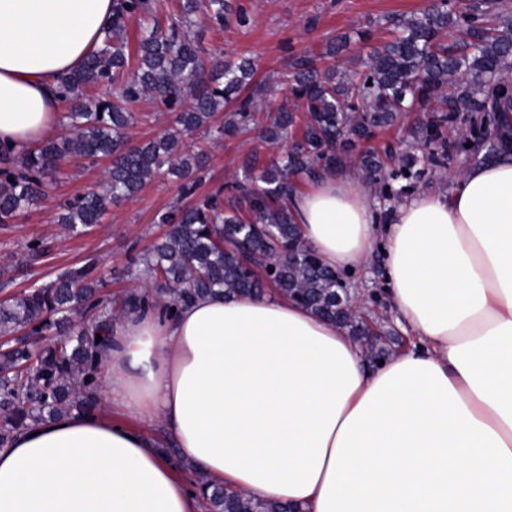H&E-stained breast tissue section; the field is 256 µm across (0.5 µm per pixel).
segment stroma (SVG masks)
<instances>
[{
  "label": "stroma",
  "mask_w": 512,
  "mask_h": 512,
  "mask_svg": "<svg viewBox=\"0 0 512 512\" xmlns=\"http://www.w3.org/2000/svg\"><path fill=\"white\" fill-rule=\"evenodd\" d=\"M244 8L249 18L239 24L235 15H228L223 27H215L205 15H198L192 35L206 49L235 57L253 58L257 80L269 85L263 96L264 107L285 95L278 82L285 64L293 56L310 52L321 54L327 42L341 33L370 31L374 42L387 41L390 30L388 17L409 15L425 10L431 0H231ZM137 113L138 124L132 130L135 142L149 140L163 130L174 127L176 115L158 101L142 98L129 104ZM197 146L210 157L205 178L194 198L223 193L234 194L233 182H247L242 167L245 156L253 155L258 165L271 157L268 146L253 136L243 135L232 140L213 141L196 136ZM108 160L81 167L66 162L56 172L48 197L12 224H0V267L8 266L9 275L0 277V302L26 291L35 281L46 280L67 267L81 264L87 257L101 260L106 290L120 296L133 284L127 275L132 255L144 253L162 240L165 225L159 224L162 213L179 204V182L162 173L153 178L134 196L110 206L101 224L81 233L67 232L57 222V206L101 184ZM41 242L46 251L35 264L27 262V246ZM355 288L363 310L376 313L383 330L392 337L394 347H401L405 336L396 320L385 293L386 282L379 257H372L363 268L347 275Z\"/></svg>",
  "instance_id": "1"
}]
</instances>
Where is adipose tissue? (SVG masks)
Segmentation results:
<instances>
[{
	"instance_id": "ef3b65f1",
	"label": "adipose tissue",
	"mask_w": 512,
	"mask_h": 512,
	"mask_svg": "<svg viewBox=\"0 0 512 512\" xmlns=\"http://www.w3.org/2000/svg\"><path fill=\"white\" fill-rule=\"evenodd\" d=\"M113 0H0V143L53 136L59 79ZM288 208L336 270L381 252L408 344L370 368L335 322L287 296L207 295L128 311L101 355V413L48 418L0 448V512H200L203 486L298 512H512V145L380 218L325 171ZM194 475L200 489H191Z\"/></svg>"
}]
</instances>
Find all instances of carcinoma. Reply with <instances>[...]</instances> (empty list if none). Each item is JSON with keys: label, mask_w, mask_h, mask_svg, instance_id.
I'll use <instances>...</instances> for the list:
<instances>
[{"label": "carcinoma", "mask_w": 512, "mask_h": 512, "mask_svg": "<svg viewBox=\"0 0 512 512\" xmlns=\"http://www.w3.org/2000/svg\"><path fill=\"white\" fill-rule=\"evenodd\" d=\"M494 2L467 0L455 10L435 0L426 11L393 21L397 34L380 45L360 31L368 52L352 73L320 66L313 54L294 57L288 94L302 102L303 116L285 99L261 128L259 96L267 88L248 89L252 60L215 59L191 37L201 0H181L172 23L142 36L133 55L126 29L155 10L154 0H116L101 43L63 77L61 97L72 103L62 116L65 133L23 154L0 147V224L15 223L42 200L63 161L111 159L101 190L61 206L58 223L83 232L165 166L182 178L181 194L193 195L208 158L188 150L186 139L200 130L223 140L257 129L273 156L251 183L235 187L239 200L229 206L218 193L161 215L165 237L133 266L132 279L148 287L143 293L120 301L102 295L98 263L89 259L0 303V447L40 420L98 405L99 353L114 323L135 307L172 309L213 294L261 296L272 285L350 335H368L364 314L341 298V274L300 237L288 210L295 176L348 168L390 202L416 189L425 167L445 169L468 152L473 136L485 146L483 159L494 158L512 135L501 122L512 113V17L496 13ZM204 7L219 25L232 12L230 0H206ZM450 28L459 33L451 44ZM88 88L97 95L89 97ZM147 96L178 110L176 127L133 143L138 118L126 104ZM221 110L224 124L214 129L211 118ZM406 112L422 114L411 149L389 143L380 153L358 151L361 141ZM462 113L467 126L451 142L448 125ZM205 499L209 512H294L221 486L205 490Z\"/></svg>", "instance_id": "cac0c4a2"}]
</instances>
